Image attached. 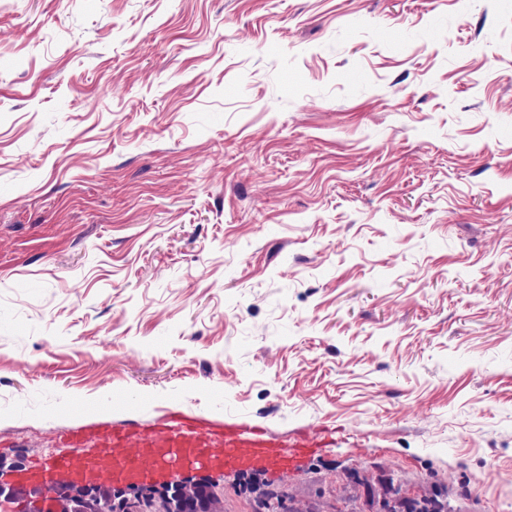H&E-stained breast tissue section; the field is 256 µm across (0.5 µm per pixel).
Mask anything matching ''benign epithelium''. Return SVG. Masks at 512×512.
I'll use <instances>...</instances> for the list:
<instances>
[{
	"label": "benign epithelium",
	"mask_w": 512,
	"mask_h": 512,
	"mask_svg": "<svg viewBox=\"0 0 512 512\" xmlns=\"http://www.w3.org/2000/svg\"><path fill=\"white\" fill-rule=\"evenodd\" d=\"M118 485L69 479L56 491L57 512H217L218 497L207 476L174 474L162 482L127 488L124 500L117 499Z\"/></svg>",
	"instance_id": "benign-epithelium-1"
}]
</instances>
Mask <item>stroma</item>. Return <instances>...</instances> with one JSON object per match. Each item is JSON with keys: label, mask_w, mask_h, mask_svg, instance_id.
I'll return each mask as SVG.
<instances>
[{"label": "stroma", "mask_w": 512, "mask_h": 512, "mask_svg": "<svg viewBox=\"0 0 512 512\" xmlns=\"http://www.w3.org/2000/svg\"><path fill=\"white\" fill-rule=\"evenodd\" d=\"M168 410L512 512V0H0V461Z\"/></svg>", "instance_id": "1"}]
</instances>
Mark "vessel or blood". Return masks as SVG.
I'll return each mask as SVG.
<instances>
[{
	"label": "vessel or blood",
	"instance_id": "vessel-or-blood-1",
	"mask_svg": "<svg viewBox=\"0 0 512 512\" xmlns=\"http://www.w3.org/2000/svg\"><path fill=\"white\" fill-rule=\"evenodd\" d=\"M99 449L81 453L82 433L65 435L73 451L43 458L28 467L25 476L51 492L63 477L114 483L149 482L179 466L205 463L241 471L260 470L325 447L320 433H307L282 447L263 430L237 424L216 428L206 422L173 426L157 423L136 432L105 427L96 433Z\"/></svg>",
	"mask_w": 512,
	"mask_h": 512
}]
</instances>
